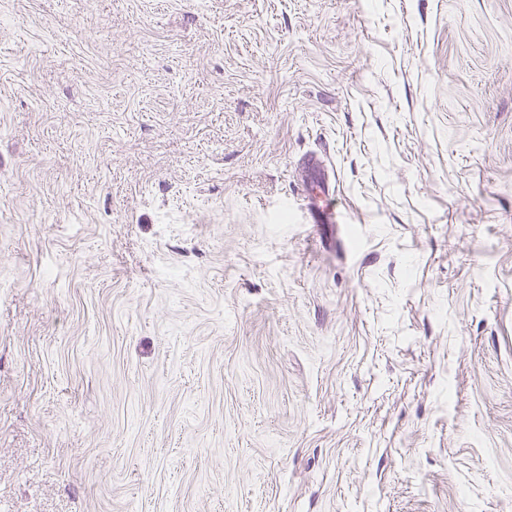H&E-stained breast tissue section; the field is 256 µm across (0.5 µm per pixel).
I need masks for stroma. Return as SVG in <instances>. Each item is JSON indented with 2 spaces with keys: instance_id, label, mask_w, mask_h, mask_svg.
Instances as JSON below:
<instances>
[{
  "instance_id": "stroma-1",
  "label": "stroma",
  "mask_w": 512,
  "mask_h": 512,
  "mask_svg": "<svg viewBox=\"0 0 512 512\" xmlns=\"http://www.w3.org/2000/svg\"><path fill=\"white\" fill-rule=\"evenodd\" d=\"M0 512H512V0H0ZM316 190L307 196L306 210L310 224H339L341 219L336 215L330 203V182L323 177L315 179Z\"/></svg>"
}]
</instances>
